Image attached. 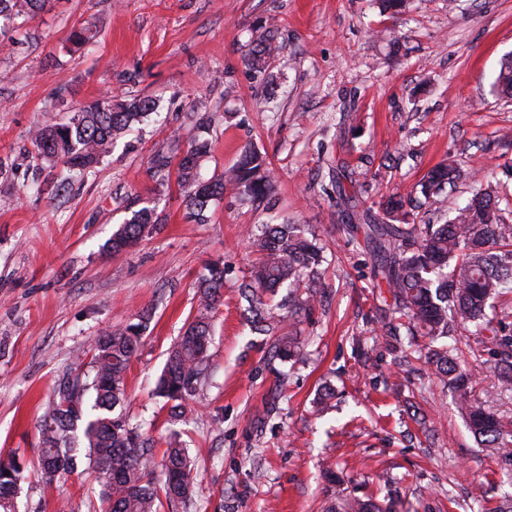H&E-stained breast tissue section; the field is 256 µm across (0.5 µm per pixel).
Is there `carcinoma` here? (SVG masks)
<instances>
[{
    "mask_svg": "<svg viewBox=\"0 0 512 512\" xmlns=\"http://www.w3.org/2000/svg\"><path fill=\"white\" fill-rule=\"evenodd\" d=\"M49 0H0V20H27L45 8ZM279 51L273 38L255 45L248 57L252 70L262 73ZM497 89L512 97V55L504 57L495 80ZM154 109L151 99H116L104 96L76 112L66 123L38 128L32 141L38 155L60 160L82 171L95 168L110 152L112 142ZM208 143L192 140L177 163L184 200L199 222L206 221L209 206L233 186L244 198L264 199L274 191L265 159L255 149L241 152L224 175L199 188V160ZM172 161L163 154L151 160L159 185L168 180ZM470 182L476 191L468 203L442 224H422L410 196L390 195L379 203L378 213L362 214L367 248L376 256L375 277L389 293L392 336L444 340L459 330L492 345L496 391L482 401L472 397L476 368L461 362L455 348L446 343L432 346L425 358L442 389H451L473 437L486 448L512 458V443L503 434L494 408L498 397L512 394V329L498 317L494 300L512 290V224L500 208L498 186L464 168L454 159L426 173L418 184L423 204L440 212L448 186ZM149 209L133 212L112 234L105 248L113 253L137 246L154 228ZM258 259L240 288L248 303L251 329L268 337L270 354L282 362L304 355L300 338L283 333L285 325L311 309L316 301L312 283L325 272V248L315 234L301 224H259L249 232ZM224 266L214 264L199 284L201 310L183 336L168 350L167 361L154 389L163 399L173 421L192 410L203 391L208 370L211 313L223 297ZM285 294L274 305L266 296ZM150 316L138 322L104 331L95 339L89 361L73 363V376L58 388L45 406L37 460L43 491L54 489L58 478L73 473L77 462L97 475L101 483L103 512H161L166 504L189 510L195 501L194 462L183 447L180 432L173 429L167 448L156 457L154 441L124 412L126 375L131 358L141 344ZM336 389L323 386L315 401L317 411L331 409ZM28 465L12 454L0 458V512H15ZM334 512H396L371 499H339Z\"/></svg>",
    "mask_w": 512,
    "mask_h": 512,
    "instance_id": "1",
    "label": "carcinoma"
}]
</instances>
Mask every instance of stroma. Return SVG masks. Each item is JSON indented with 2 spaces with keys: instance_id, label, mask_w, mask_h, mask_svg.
<instances>
[{
  "instance_id": "stroma-1",
  "label": "stroma",
  "mask_w": 512,
  "mask_h": 512,
  "mask_svg": "<svg viewBox=\"0 0 512 512\" xmlns=\"http://www.w3.org/2000/svg\"><path fill=\"white\" fill-rule=\"evenodd\" d=\"M79 25L94 37L77 48ZM269 34L281 50L253 72L248 55ZM510 52L512 0H410L393 16L374 0H52L15 21L0 38V456L36 462L43 408L71 364L145 309L127 413L163 452L170 424L155 384L198 313V281L219 261L210 377L182 427L197 463L195 512H331L340 489L380 504L398 497L411 512H499L512 499V461L479 447L424 361L385 340L388 293L336 188L374 209L385 195H412L452 155L500 182L512 222V101L491 90ZM105 95L148 97L157 110L95 169L37 154L33 129ZM202 112V175L256 148L275 177L271 204L229 187L199 224L177 178L156 184L151 156L180 158ZM144 207L152 234L106 251ZM282 221L315 232L329 261L318 303L294 325L308 352L295 365L271 359L238 305L254 259L247 229ZM324 384L336 406L320 416ZM100 490L80 471L47 496L32 471L17 512H94Z\"/></svg>"
}]
</instances>
